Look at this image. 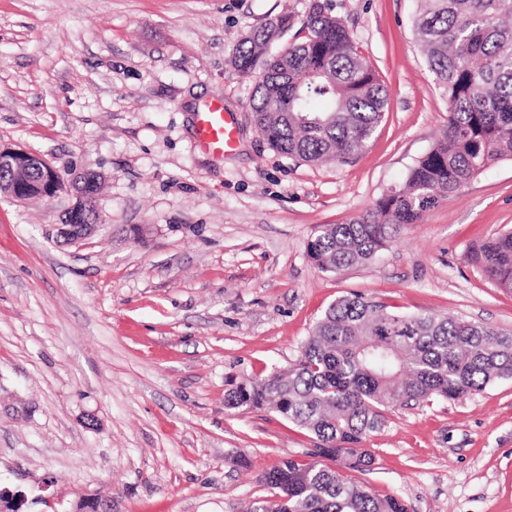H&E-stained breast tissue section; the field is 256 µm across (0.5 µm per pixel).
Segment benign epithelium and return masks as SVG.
<instances>
[{
  "label": "benign epithelium",
  "instance_id": "1",
  "mask_svg": "<svg viewBox=\"0 0 512 512\" xmlns=\"http://www.w3.org/2000/svg\"><path fill=\"white\" fill-rule=\"evenodd\" d=\"M10 170L11 178L0 180V194L22 201L32 197V191L38 196L55 198L60 195L58 184L62 174L39 155L28 153L21 148L3 145L0 147V169ZM93 224H71L61 227L62 236L67 242H77L90 235ZM79 512H112V499L96 497L77 506Z\"/></svg>",
  "mask_w": 512,
  "mask_h": 512
}]
</instances>
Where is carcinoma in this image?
Instances as JSON below:
<instances>
[{"mask_svg": "<svg viewBox=\"0 0 512 512\" xmlns=\"http://www.w3.org/2000/svg\"><path fill=\"white\" fill-rule=\"evenodd\" d=\"M415 37L448 99L445 138L363 217L323 224L308 254L328 273L375 259L406 224L503 159H512V0H416ZM292 27L280 15L242 38L232 64L256 77L255 123L270 148L310 164L359 154L385 114L387 94L326 0H312L288 51L269 46ZM99 176L71 184L91 199ZM470 260L512 291V231L473 248ZM512 379V334L448 315L391 310L359 294L340 297L306 339L298 362L224 398L231 409L267 408L309 432L308 460L287 459L258 481L271 496L250 512H407L378 498L331 463L364 471L362 447L384 427L383 411L431 398L459 400Z\"/></svg>", "mask_w": 512, "mask_h": 512, "instance_id": "obj_1", "label": "carcinoma"}]
</instances>
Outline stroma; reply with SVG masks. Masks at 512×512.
Masks as SVG:
<instances>
[{
  "label": "stroma",
  "mask_w": 512,
  "mask_h": 512,
  "mask_svg": "<svg viewBox=\"0 0 512 512\" xmlns=\"http://www.w3.org/2000/svg\"><path fill=\"white\" fill-rule=\"evenodd\" d=\"M311 0H0V144L102 177L99 226L64 243L72 194L0 195V488L21 512H246L260 472L314 445L238 382L285 370L325 310L358 293L408 313L512 331V292L469 259L512 230V160L405 225L376 259L325 273L307 253L401 183L440 138L448 102L415 39V0H330L387 93L351 161L272 151L231 64L245 33ZM219 97L234 151L195 142ZM353 482L409 512H512V379L398 405Z\"/></svg>",
  "instance_id": "stroma-1"
}]
</instances>
